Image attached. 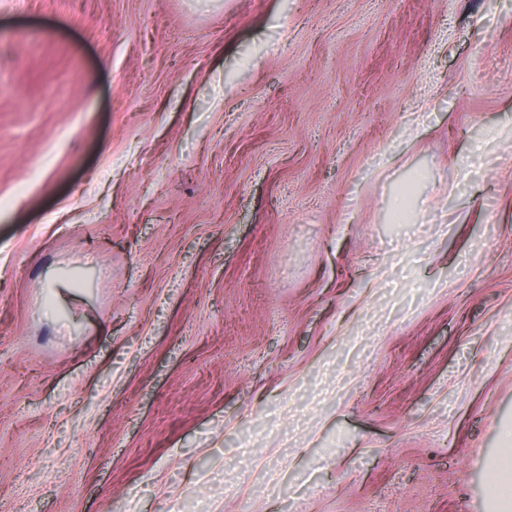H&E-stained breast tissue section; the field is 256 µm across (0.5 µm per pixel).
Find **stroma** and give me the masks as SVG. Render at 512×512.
<instances>
[{
  "label": "stroma",
  "mask_w": 512,
  "mask_h": 512,
  "mask_svg": "<svg viewBox=\"0 0 512 512\" xmlns=\"http://www.w3.org/2000/svg\"><path fill=\"white\" fill-rule=\"evenodd\" d=\"M507 426L512 0H0V512H487Z\"/></svg>",
  "instance_id": "1"
}]
</instances>
